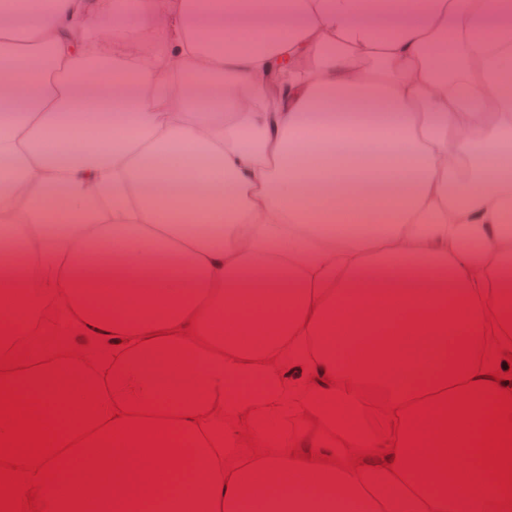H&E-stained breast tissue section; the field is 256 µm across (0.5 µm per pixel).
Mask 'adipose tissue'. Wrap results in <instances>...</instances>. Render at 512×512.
<instances>
[{
    "mask_svg": "<svg viewBox=\"0 0 512 512\" xmlns=\"http://www.w3.org/2000/svg\"><path fill=\"white\" fill-rule=\"evenodd\" d=\"M113 10L0 0V318L55 313L81 364L99 340L106 422L130 393L177 415L159 512H455L381 468L374 420L456 336L512 348V0Z\"/></svg>",
    "mask_w": 512,
    "mask_h": 512,
    "instance_id": "obj_1",
    "label": "adipose tissue"
}]
</instances>
